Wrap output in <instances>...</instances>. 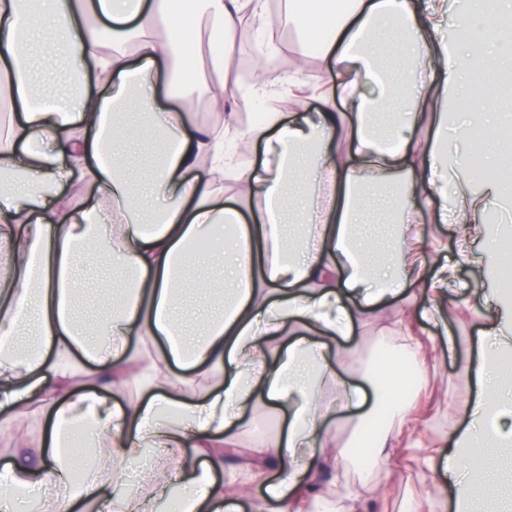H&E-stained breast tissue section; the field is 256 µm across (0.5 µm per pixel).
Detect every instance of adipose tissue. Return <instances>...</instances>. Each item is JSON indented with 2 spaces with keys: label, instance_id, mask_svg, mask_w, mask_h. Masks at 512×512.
Instances as JSON below:
<instances>
[{
  "label": "adipose tissue",
  "instance_id": "ef3b65f1",
  "mask_svg": "<svg viewBox=\"0 0 512 512\" xmlns=\"http://www.w3.org/2000/svg\"><path fill=\"white\" fill-rule=\"evenodd\" d=\"M267 26L265 0H196L191 12L171 0H0V427L35 414L46 419L39 467L0 474V512H13L24 491L39 512H144L122 466L147 460L174 465L184 512H374L369 481L339 479L359 453L355 443L330 447L322 432L334 405L327 385L345 390L324 352L326 340L348 337L357 316L386 312L402 299L411 328L416 303L448 325V298L479 312L476 354L465 371L477 386L471 421L439 459L416 449V462L447 472L450 489L431 485L411 499L436 512H486L504 477L488 441L512 446V386L498 362L512 355V297L469 288L464 266L496 271L512 226L489 236L488 211L512 212V183L497 171L496 143L481 155L486 178L473 186L470 156L449 153L448 99L469 96L477 123L512 111V95L487 103L477 75L512 80V0H485L481 13L457 0H310L294 19L326 64L312 97L316 112L271 113L246 126L242 107L295 91L302 69L287 77L261 65L252 93L228 96L218 123L194 126L163 107L157 87L183 72L189 32L208 20L222 34L214 65L229 70L227 50L243 21ZM166 35H159V28ZM64 45L67 92L37 82L24 65L47 37ZM143 114L160 156L150 177L133 180L131 149L116 108ZM263 148L262 167L238 169L240 194L226 196L213 178L238 144ZM97 187L95 202H71L55 189L71 171ZM394 201L381 258L359 230L376 197ZM452 224L454 254L428 238L429 224ZM210 238V256L189 243ZM91 257L111 264L104 281L112 305L86 321L75 312L76 266ZM217 261L226 296L193 330L178 302L187 264ZM371 368L358 398H370L361 424L384 416L366 453L386 468L400 436H413V397L397 384L398 360L428 368L413 339ZM286 407L277 435L258 436L244 480H228L233 430L256 400ZM336 472L323 483L324 470Z\"/></svg>",
  "mask_w": 512,
  "mask_h": 512
}]
</instances>
